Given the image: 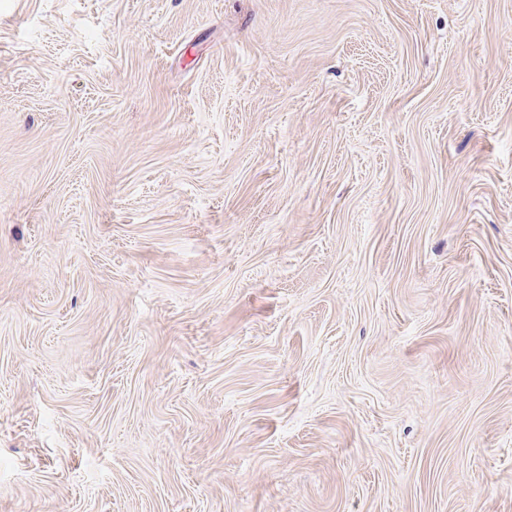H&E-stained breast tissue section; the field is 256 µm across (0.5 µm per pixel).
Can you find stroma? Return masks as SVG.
<instances>
[{"mask_svg": "<svg viewBox=\"0 0 512 512\" xmlns=\"http://www.w3.org/2000/svg\"><path fill=\"white\" fill-rule=\"evenodd\" d=\"M0 512H512V0H0Z\"/></svg>", "mask_w": 512, "mask_h": 512, "instance_id": "obj_1", "label": "stroma"}]
</instances>
